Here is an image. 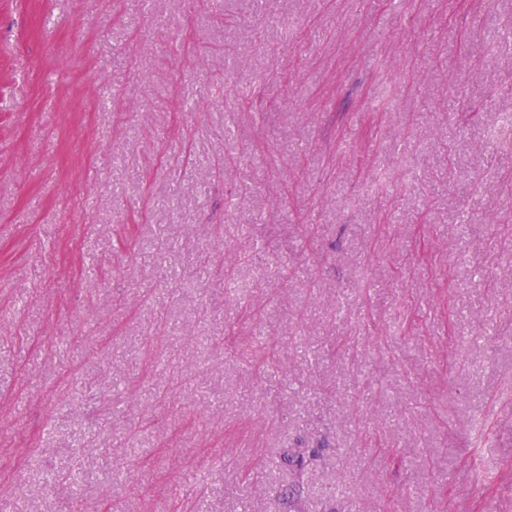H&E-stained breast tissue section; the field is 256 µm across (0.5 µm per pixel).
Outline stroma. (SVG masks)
<instances>
[{"label":"stroma","mask_w":512,"mask_h":512,"mask_svg":"<svg viewBox=\"0 0 512 512\" xmlns=\"http://www.w3.org/2000/svg\"><path fill=\"white\" fill-rule=\"evenodd\" d=\"M509 111L512 0H0L11 512H512Z\"/></svg>","instance_id":"35a3bbf8"}]
</instances>
